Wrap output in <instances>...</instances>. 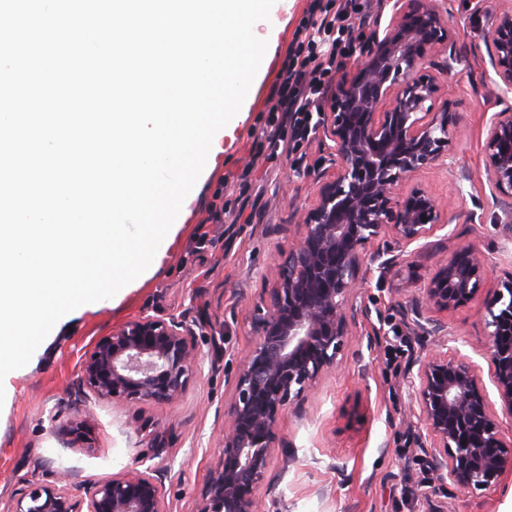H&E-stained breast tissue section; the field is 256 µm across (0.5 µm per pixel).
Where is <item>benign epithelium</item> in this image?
I'll use <instances>...</instances> for the list:
<instances>
[{
  "instance_id": "obj_1",
  "label": "benign epithelium",
  "mask_w": 512,
  "mask_h": 512,
  "mask_svg": "<svg viewBox=\"0 0 512 512\" xmlns=\"http://www.w3.org/2000/svg\"><path fill=\"white\" fill-rule=\"evenodd\" d=\"M496 82L512 90V8L495 12L485 28ZM361 55L342 76L321 141L329 166L313 170L315 196L296 222L278 232L293 239L270 287L255 306L258 336L242 358L224 412L223 451L206 484L199 512H258L256 489L267 478L278 423L287 403L336 364L347 336L367 310L358 304L367 246L387 239L371 256L380 274L438 248L436 231L450 222L442 204L413 188L416 173L453 164L455 113L440 101L441 74L458 54L443 0H393L386 25L361 34ZM485 179L512 233V106L493 113L482 143ZM487 257L475 244L439 264L424 296L402 307L417 336L442 341L448 324L437 314L486 287ZM494 364L493 385L512 415V278L486 299ZM410 383L428 431L432 472L441 487H484L512 468L476 366L436 350L415 360ZM191 325L145 316L99 340L80 368L75 403L90 397L120 403H174L197 373ZM10 512H167L155 470L127 469L94 483L34 486Z\"/></svg>"
}]
</instances>
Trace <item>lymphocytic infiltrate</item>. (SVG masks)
I'll use <instances>...</instances> for the list:
<instances>
[{"instance_id":"lymphocytic-infiltrate-1","label":"lymphocytic infiltrate","mask_w":512,"mask_h":512,"mask_svg":"<svg viewBox=\"0 0 512 512\" xmlns=\"http://www.w3.org/2000/svg\"><path fill=\"white\" fill-rule=\"evenodd\" d=\"M361 12L358 0H311L269 89L262 132L268 149L276 148L283 124L299 144L314 132L337 68L356 53L353 30Z\"/></svg>"}]
</instances>
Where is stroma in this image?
Here are the masks:
<instances>
[{
    "label": "stroma",
    "instance_id": "stroma-1",
    "mask_svg": "<svg viewBox=\"0 0 512 512\" xmlns=\"http://www.w3.org/2000/svg\"><path fill=\"white\" fill-rule=\"evenodd\" d=\"M310 0H276L258 33L267 51L243 103L209 153L169 236L145 274L114 297L74 310L47 337L45 350L10 372L0 385V512L37 484L64 473L100 481L135 467L162 475L169 512H197L211 471L222 456L224 407L230 382L257 336L252 310L263 296L294 212L313 201L310 174L327 162L319 135L299 150L274 157L258 151V116ZM503 0L474 14L470 0H447L461 61L442 76V97L461 131L456 163L427 169L407 181L438 198L452 218L441 234L449 249L474 242L489 255L488 286L512 278V240L496 225L497 205L485 181L481 144L492 113L512 103L494 82L482 29ZM425 252L411 267L367 273L360 299L372 315L347 337L336 364L316 386L284 408L270 470L283 478L274 492L258 488L262 512H512V470L492 485L441 488L419 449L427 431L414 388L411 359H423L432 338L412 335L399 310L418 295L442 260ZM486 292L450 309L448 351L476 367L500 435L512 443V414L492 383ZM194 324L201 369L174 404H120L90 399L74 408V383L96 342L126 322L147 316ZM86 420L84 447L64 448L60 427ZM161 447H153L154 435Z\"/></svg>",
    "mask_w": 512,
    "mask_h": 512
}]
</instances>
